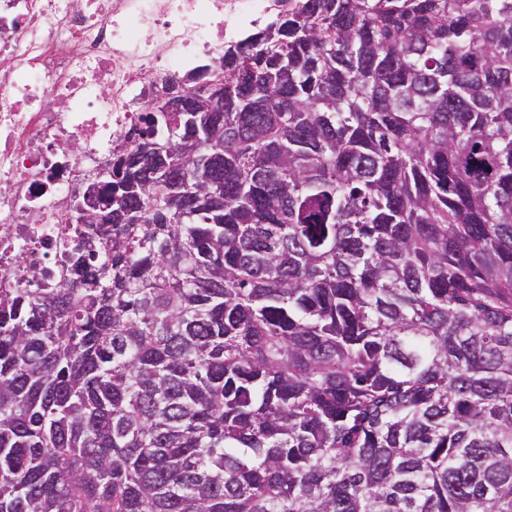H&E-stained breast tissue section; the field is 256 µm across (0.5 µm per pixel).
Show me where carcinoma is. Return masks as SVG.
<instances>
[{
	"label": "carcinoma",
	"instance_id": "obj_1",
	"mask_svg": "<svg viewBox=\"0 0 512 512\" xmlns=\"http://www.w3.org/2000/svg\"><path fill=\"white\" fill-rule=\"evenodd\" d=\"M196 92L0 291V512H512V0H303Z\"/></svg>",
	"mask_w": 512,
	"mask_h": 512
}]
</instances>
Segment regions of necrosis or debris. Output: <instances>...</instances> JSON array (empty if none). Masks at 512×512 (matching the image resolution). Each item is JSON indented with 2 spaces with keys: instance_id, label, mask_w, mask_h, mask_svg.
Masks as SVG:
<instances>
[{
  "instance_id": "necrosis-or-debris-1",
  "label": "necrosis or debris",
  "mask_w": 512,
  "mask_h": 512,
  "mask_svg": "<svg viewBox=\"0 0 512 512\" xmlns=\"http://www.w3.org/2000/svg\"><path fill=\"white\" fill-rule=\"evenodd\" d=\"M298 0H0V288L60 274L87 234L73 196L127 145L147 102L218 74L225 45Z\"/></svg>"
}]
</instances>
